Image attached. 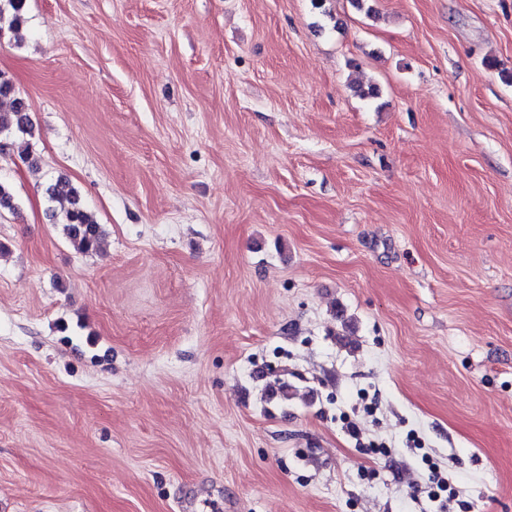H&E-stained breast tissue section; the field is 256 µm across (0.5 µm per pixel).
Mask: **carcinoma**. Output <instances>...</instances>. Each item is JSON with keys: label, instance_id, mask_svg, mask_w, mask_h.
Segmentation results:
<instances>
[{"label": "carcinoma", "instance_id": "obj_1", "mask_svg": "<svg viewBox=\"0 0 512 512\" xmlns=\"http://www.w3.org/2000/svg\"><path fill=\"white\" fill-rule=\"evenodd\" d=\"M26 0H0V30L4 20H9V29L17 34L25 21ZM14 99L13 107L0 111V134H32V120L22 103L15 96L13 84L0 77V99ZM46 193L51 200L65 199L69 207L64 210L60 223L67 239L81 253H97L104 244L105 232L94 215L81 202L78 189L67 180H58L48 186Z\"/></svg>", "mask_w": 512, "mask_h": 512}]
</instances>
